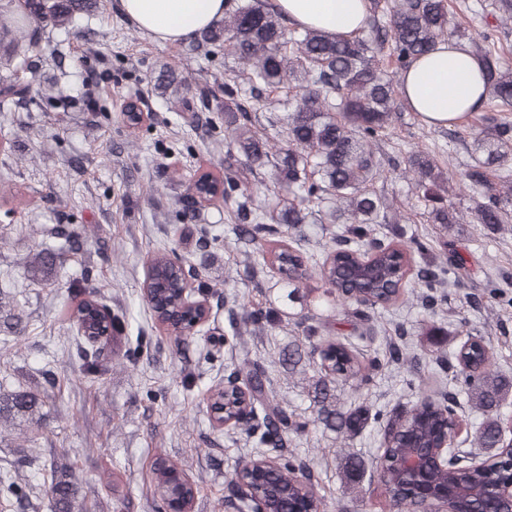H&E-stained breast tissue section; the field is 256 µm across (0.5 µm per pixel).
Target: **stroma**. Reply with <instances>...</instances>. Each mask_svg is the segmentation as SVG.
I'll return each mask as SVG.
<instances>
[{
	"mask_svg": "<svg viewBox=\"0 0 512 512\" xmlns=\"http://www.w3.org/2000/svg\"><path fill=\"white\" fill-rule=\"evenodd\" d=\"M90 12L66 27L33 30L42 47L36 72L16 68L13 53L0 46V84L24 89L11 110L0 112V395L35 397L28 409L0 414V465L22 455L35 459L16 481L31 485L29 512H45L47 483L42 475L62 453L74 463L77 500L88 512H154L151 467L158 457L181 464L199 493L191 512H236L227 480L257 454L247 428L212 424L203 403L210 385L222 382L224 367L239 362V352L224 342L228 313L244 300H262L273 324L260 333L241 327L251 356L265 360L277 399L289 409L315 416L319 379L313 358L295 370L283 368L279 355L299 337L297 321L335 322L346 307L326 309L319 277L298 293L254 285L244 267L250 249L239 242L223 205L202 208L183 224L187 181L194 172L224 174V81L236 75L250 94L249 70L223 53H208L197 40L163 43L139 30L119 8V0H92ZM206 94L210 110L197 106ZM288 91H261L252 115L264 136L280 128L288 110ZM136 102L148 120L130 128L121 109ZM477 115L455 126L429 125L402 110L376 152L384 164L404 165L423 151L445 172L450 199L470 204L460 173L479 153L472 130ZM386 199L388 221L379 232L427 242L437 264L460 257L467 278L452 287L435 308L441 328L429 333L420 296L389 310H374L366 323L374 348L404 332L418 358L414 375L382 366L370 385L336 383L338 409L366 403L385 414L416 401L406 380L447 387L455 371L454 352L465 340L461 320L491 342L493 373L512 381V305L491 300L488 285L512 298V223L489 230L480 224H432L410 180L384 175L374 183ZM76 229L85 239L82 252L64 249L58 227ZM213 244L199 250L202 235ZM178 255H196L198 280L208 282L213 306L208 326L188 345L176 347L142 300L148 263L159 246ZM54 253L51 269L32 267L40 250ZM100 289L111 312L124 315V335L99 354L103 383L79 371L73 312L91 289ZM152 337L150 356L137 363L123 359L125 340ZM198 382L186 391L182 377ZM383 429L373 424L348 438L316 424L293 438L289 449L315 465L328 512H391L371 461ZM363 464L354 482L344 470L349 458Z\"/></svg>",
	"mask_w": 512,
	"mask_h": 512,
	"instance_id": "obj_1",
	"label": "stroma"
}]
</instances>
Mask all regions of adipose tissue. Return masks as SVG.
Here are the masks:
<instances>
[{"instance_id": "obj_1", "label": "adipose tissue", "mask_w": 512, "mask_h": 512, "mask_svg": "<svg viewBox=\"0 0 512 512\" xmlns=\"http://www.w3.org/2000/svg\"><path fill=\"white\" fill-rule=\"evenodd\" d=\"M289 22L352 38L366 25L368 0H274ZM139 29L168 42H186L224 15V0H119ZM481 63L452 41L415 60L401 75L404 96L425 123L457 122L482 103Z\"/></svg>"}]
</instances>
